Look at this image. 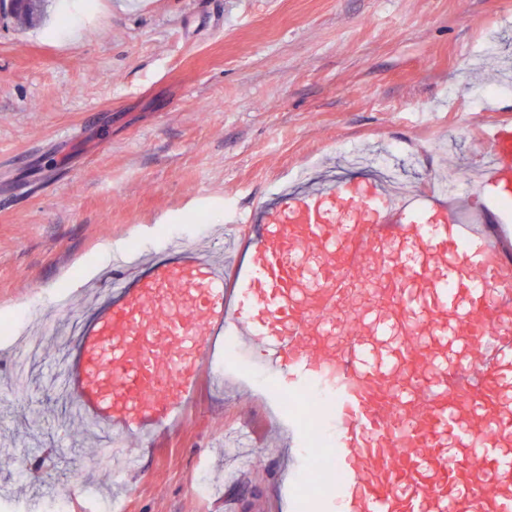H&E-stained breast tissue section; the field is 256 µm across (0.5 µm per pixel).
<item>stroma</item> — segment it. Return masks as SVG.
I'll return each mask as SVG.
<instances>
[{
  "instance_id": "stroma-1",
  "label": "stroma",
  "mask_w": 512,
  "mask_h": 512,
  "mask_svg": "<svg viewBox=\"0 0 512 512\" xmlns=\"http://www.w3.org/2000/svg\"><path fill=\"white\" fill-rule=\"evenodd\" d=\"M81 25L78 40L69 30ZM512 125V0H65L40 24L0 17V321L43 334L18 395L0 388V470L16 504L88 493L119 512H305L302 443L266 398L276 376L221 337L170 436L132 435L121 481L44 383L70 315L89 320L113 252L219 254L284 191L397 166L423 185L481 162ZM73 309H55L57 293ZM250 433L257 452L234 450ZM209 486L196 492L198 482Z\"/></svg>"
}]
</instances>
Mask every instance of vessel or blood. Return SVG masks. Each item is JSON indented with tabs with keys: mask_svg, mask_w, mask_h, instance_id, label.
Masks as SVG:
<instances>
[{
	"mask_svg": "<svg viewBox=\"0 0 512 512\" xmlns=\"http://www.w3.org/2000/svg\"><path fill=\"white\" fill-rule=\"evenodd\" d=\"M484 152L480 230L446 193L373 177L279 196L229 277L181 242L142 271L116 253L57 388L101 448L168 432L228 329L330 428L323 512H512V125ZM360 274L374 287L355 306Z\"/></svg>",
	"mask_w": 512,
	"mask_h": 512,
	"instance_id": "1",
	"label": "vessel or blood"
}]
</instances>
